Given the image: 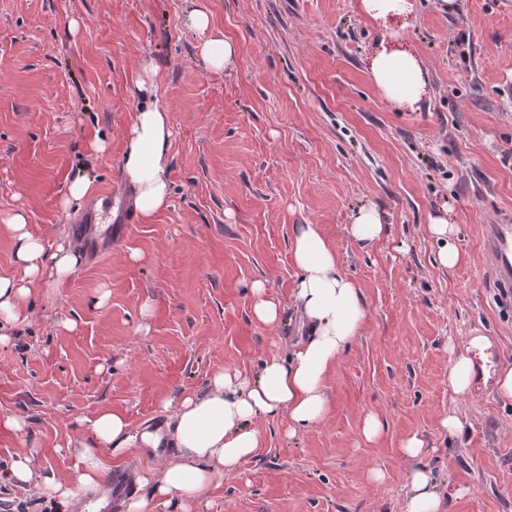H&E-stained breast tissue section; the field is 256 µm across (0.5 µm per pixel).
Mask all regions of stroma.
<instances>
[{"mask_svg":"<svg viewBox=\"0 0 512 512\" xmlns=\"http://www.w3.org/2000/svg\"><path fill=\"white\" fill-rule=\"evenodd\" d=\"M413 4L383 23L359 0H0V213L24 211L51 246L71 244L68 224L104 194L120 213L134 197L122 157L144 67L174 129L168 208L34 290L29 320L0 345V414L26 422L0 431L1 466L25 455L74 481L79 418L117 410L138 431L217 367L254 377L288 358L308 334L291 241L316 224L365 308L328 376L329 411L293 437L287 417L257 420L256 457L190 512H404L419 466L443 512H512V403L493 388L512 366V313L494 300L482 245L483 225L512 223V0ZM194 8L237 44L232 68L199 57ZM389 41L427 75L416 109L370 80ZM78 177L91 190L67 202ZM364 205L386 226L372 243L348 233ZM443 210L467 256L452 269L428 229ZM257 280L281 304L276 324L252 312ZM474 335L490 346L458 398L449 351ZM451 410L468 422L462 437L441 426ZM369 413L383 424L373 442ZM414 433L427 448L417 461L400 451Z\"/></svg>","mask_w":512,"mask_h":512,"instance_id":"obj_1","label":"stroma"}]
</instances>
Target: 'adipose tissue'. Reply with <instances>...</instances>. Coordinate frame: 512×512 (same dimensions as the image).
Masks as SVG:
<instances>
[{
  "label": "adipose tissue",
  "instance_id": "1",
  "mask_svg": "<svg viewBox=\"0 0 512 512\" xmlns=\"http://www.w3.org/2000/svg\"><path fill=\"white\" fill-rule=\"evenodd\" d=\"M188 23L200 36L199 52L210 69L231 68L236 45L213 30L209 14L191 10ZM370 77L381 94L396 105H414L426 91L420 61L412 54L381 51L371 61ZM172 138L169 115L148 102L136 112L125 133L123 173L135 190V208L150 219L169 204L167 156ZM15 238L16 262L21 275L0 274V344L7 331L28 319L35 285L69 277L80 263L78 254L65 246L46 247L29 226L22 211L0 217ZM291 256L299 277L294 286L298 308L311 333L288 359H267L257 377L223 367L216 368L208 388L183 395L172 419L177 449L159 471L138 475L139 486L150 488V497H130L126 512H187L212 484L237 472L258 451L260 438L253 421L259 417L287 416L289 434L320 424L329 404L326 380L341 353L360 336L365 322L362 298L356 284L342 272L335 253L315 224L300 225L291 242ZM88 438L76 453L77 485L97 486L102 479L101 455H123L132 444L150 445L157 438L149 432L131 434L126 417L102 410L85 420ZM40 481L48 512H68L72 486L52 478H38L29 457L14 459L0 471V484L23 486ZM410 495L406 512H442V497L430 471L409 473Z\"/></svg>",
  "mask_w": 512,
  "mask_h": 512
}]
</instances>
